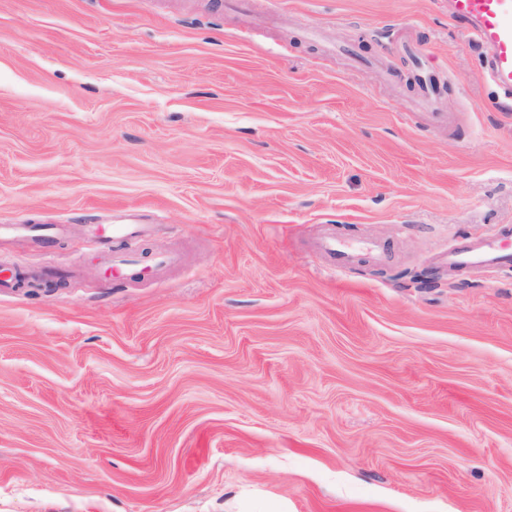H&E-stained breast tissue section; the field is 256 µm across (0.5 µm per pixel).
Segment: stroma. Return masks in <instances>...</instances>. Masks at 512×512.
Returning a JSON list of instances; mask_svg holds the SVG:
<instances>
[{
	"mask_svg": "<svg viewBox=\"0 0 512 512\" xmlns=\"http://www.w3.org/2000/svg\"><path fill=\"white\" fill-rule=\"evenodd\" d=\"M0 224L75 273L0 294V512H512V269L440 262L512 241V98L448 0H0ZM322 248L329 254L334 266H345L360 251H365L374 258L381 259L385 251L372 243H352L330 235L322 242ZM235 512H288V501L253 496L237 502Z\"/></svg>",
	"mask_w": 512,
	"mask_h": 512,
	"instance_id": "35a3bbf8",
	"label": "stroma"
}]
</instances>
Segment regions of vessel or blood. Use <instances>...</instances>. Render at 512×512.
Here are the masks:
<instances>
[{
	"mask_svg": "<svg viewBox=\"0 0 512 512\" xmlns=\"http://www.w3.org/2000/svg\"><path fill=\"white\" fill-rule=\"evenodd\" d=\"M448 15L471 29L484 51L489 80L506 96H512V0H448ZM322 247L334 265L348 264L359 252L383 258V249L372 243H352L336 236L324 239ZM452 267H512V249L501 238L489 236L461 244L448 251Z\"/></svg>",
	"mask_w": 512,
	"mask_h": 512,
	"instance_id": "b4317fda",
	"label": "vessel or blood"
}]
</instances>
